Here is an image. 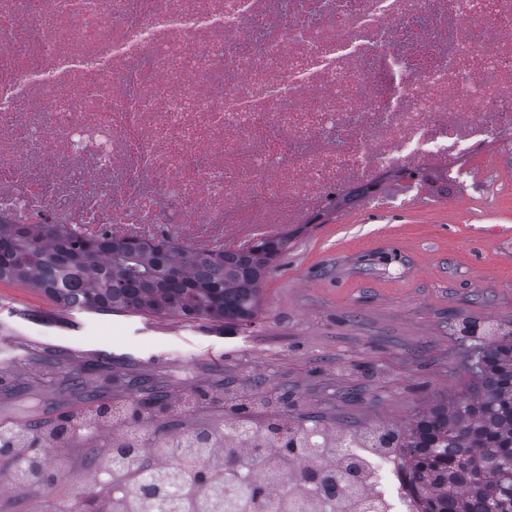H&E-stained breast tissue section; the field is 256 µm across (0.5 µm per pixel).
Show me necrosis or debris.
Instances as JSON below:
<instances>
[{"label":"necrosis or debris","instance_id":"1","mask_svg":"<svg viewBox=\"0 0 512 512\" xmlns=\"http://www.w3.org/2000/svg\"><path fill=\"white\" fill-rule=\"evenodd\" d=\"M488 147L512 149V0H0L1 224L238 255ZM325 436L417 512L391 455Z\"/></svg>","mask_w":512,"mask_h":512}]
</instances>
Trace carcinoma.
I'll use <instances>...</instances> for the list:
<instances>
[{
	"label": "carcinoma",
	"instance_id": "carcinoma-1",
	"mask_svg": "<svg viewBox=\"0 0 512 512\" xmlns=\"http://www.w3.org/2000/svg\"><path fill=\"white\" fill-rule=\"evenodd\" d=\"M295 237L257 244L246 254L203 258L167 247H129L102 241L86 244L70 240L52 224L0 223V282L34 288L69 309L91 312L172 315L187 323L199 321L245 331L260 312L261 285ZM466 390L442 398L418 412L405 427L380 425L369 435L371 447L395 452L420 512H512V328L499 326L475 347ZM224 405L229 429L249 425L264 412L254 438V462L272 465L265 444L280 437L283 456L311 462L322 455L315 440L319 429L284 422L288 395L275 391L229 397ZM121 407L124 418L141 417L142 403L118 406L97 400L85 410L63 415L50 424L4 425L0 448L15 453V445L66 448L98 422L112 419ZM217 430L197 429L183 440L151 453L172 465L152 471L149 489L127 500L118 491L129 483L124 460L143 452L117 437L107 458L115 484L109 494L97 493L78 505L81 512H278L279 504L263 484L240 491L224 485L243 465L238 449L224 442L223 468L204 482L201 459L214 449ZM44 455L30 451L21 470L27 487L41 486L51 475Z\"/></svg>",
	"mask_w": 512,
	"mask_h": 512
}]
</instances>
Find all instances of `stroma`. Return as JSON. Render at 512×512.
Listing matches in <instances>:
<instances>
[{
  "label": "stroma",
  "instance_id": "stroma-1",
  "mask_svg": "<svg viewBox=\"0 0 512 512\" xmlns=\"http://www.w3.org/2000/svg\"><path fill=\"white\" fill-rule=\"evenodd\" d=\"M466 170L447 194L390 184L380 200L308 226L244 332L71 311L0 283V420H58L93 386L116 402L202 394L168 429L223 422L220 390L288 394L302 424L408 422L463 391L475 337L512 327V151H484ZM50 455L55 484L0 497V512H58L93 482L87 444Z\"/></svg>",
  "mask_w": 512,
  "mask_h": 512
}]
</instances>
